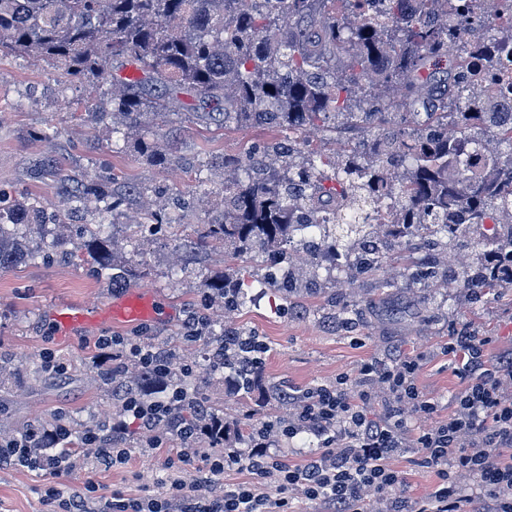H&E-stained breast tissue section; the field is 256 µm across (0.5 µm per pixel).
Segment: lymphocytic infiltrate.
<instances>
[{
    "label": "lymphocytic infiltrate",
    "instance_id": "1",
    "mask_svg": "<svg viewBox=\"0 0 512 512\" xmlns=\"http://www.w3.org/2000/svg\"><path fill=\"white\" fill-rule=\"evenodd\" d=\"M485 343L468 328L450 336L448 352L459 357L466 379L456 395L447 419L436 420L417 434L428 466L439 481L426 496L411 501L400 495L404 483L392 460L407 446L405 411L435 417L436 402L421 395L415 379L418 365L412 360L393 363L371 361L361 368L364 384L349 389L346 378L335 385L318 386L295 405L288 420L286 437L307 433L318 441V450L302 463L283 464L270 460L268 442L278 426L264 424L261 441L247 455L228 453L223 460L199 469L198 482L185 489L173 481L165 496L119 500L97 495L94 485L73 490L60 498L55 488L45 497L57 503L60 512H284L288 491H301L322 505V512H364V492L375 489L390 495L388 512H512V355L490 359ZM383 398V419L371 417L367 408ZM188 394L174 390L170 403H144L126 399L125 414L148 430L170 424V405L187 400ZM70 437L67 428L51 431L29 429L9 439H0V466L32 468L55 474L71 469L73 456L62 444ZM51 441L56 449L35 454V447ZM242 466L250 474L274 480L272 491H260L250 483H230L222 494L210 492L212 476L225 467ZM471 478L480 486L479 495L467 493L462 484Z\"/></svg>",
    "mask_w": 512,
    "mask_h": 512
}]
</instances>
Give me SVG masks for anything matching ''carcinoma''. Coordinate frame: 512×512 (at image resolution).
Masks as SVG:
<instances>
[{
	"label": "carcinoma",
	"mask_w": 512,
	"mask_h": 512,
	"mask_svg": "<svg viewBox=\"0 0 512 512\" xmlns=\"http://www.w3.org/2000/svg\"><path fill=\"white\" fill-rule=\"evenodd\" d=\"M339 2L366 17L349 24ZM477 27L507 49L508 35L462 0H419L411 16L404 0H0V52L60 60L89 87L115 61L136 66L139 77L112 88V115L121 121L114 133L138 126L147 109L166 112L169 96L183 91L226 129L311 127L330 137L333 156L292 137L224 156V209L191 240L224 246L229 262L259 258L278 267L258 284L286 302L302 286L317 289L321 257L334 267L345 252L350 281L377 276L396 246L436 252L459 241L451 228L459 212L469 224L512 217V130L493 128L465 63L448 58V43ZM30 176L59 178L67 199L101 214L123 202L114 178H73L49 156L35 160ZM324 196L347 201L353 214H323ZM388 207L398 214L378 223ZM57 217L26 198L0 204V269L34 256L20 228L44 229ZM85 232L95 249L108 239L102 221ZM466 246L475 259L458 269L460 287H509L501 267L512 269V232ZM96 257L112 270V287L125 286L128 267ZM447 277L435 259L418 266L408 258L379 280V291L405 282L430 288ZM203 285L231 313L247 307L253 280L238 269L232 278L206 276ZM205 329L222 338L215 364L250 388L261 376L258 338L208 322ZM164 370L173 375L166 356L138 367L126 388L155 400ZM175 416L194 428L215 413L198 403Z\"/></svg>",
	"instance_id": "obj_1"
}]
</instances>
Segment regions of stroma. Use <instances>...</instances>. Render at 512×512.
Wrapping results in <instances>:
<instances>
[{
	"label": "stroma",
	"mask_w": 512,
	"mask_h": 512,
	"mask_svg": "<svg viewBox=\"0 0 512 512\" xmlns=\"http://www.w3.org/2000/svg\"><path fill=\"white\" fill-rule=\"evenodd\" d=\"M111 79L90 88L70 79L64 62L34 54L0 53V188L11 196L29 197L51 209L61 206L62 188L52 178L35 182L29 166L35 157L50 153L76 178L115 177L125 196L110 216V231L118 242V258L135 273L128 289L153 293L164 305L157 319L143 323H103L88 334L67 338L58 334L48 314L57 303L106 310L118 290L90 261L62 258L20 262L0 269V437L8 438L33 426L64 423L72 434L108 427L122 417L123 398L113 392L105 369L132 371L120 339H136L173 359L190 365L189 395L196 397L231 423L260 426L283 418L287 405L279 392H301L335 383L346 376L358 385L360 368L369 359L390 360L393 355L417 358L418 386L439 402L440 417H447L455 394L463 387L461 364L449 356L446 345L454 330L465 327L492 340L493 350L512 348V287L496 296L479 295L458 286L403 287L376 299L373 278L356 280L352 287L320 277V290L300 294L286 306L270 288H256L249 308L234 315L231 327L259 336L268 346L258 387L237 391L223 373L212 370L208 337L185 340L189 315L206 320L223 318L220 302L204 301L203 276L224 271V250H196L186 246L183 226L175 225L155 236L132 243L136 221L145 219L147 203L166 205L179 196L189 201L193 223L206 212H219L223 199L211 195L210 183L197 182L192 163L214 159L210 182H223L218 157L240 153L287 132L262 128L225 130L197 116L195 96L182 94L166 116L149 117L153 143L169 158L159 165L140 149L142 131L131 132L120 144L112 142ZM182 270L172 275V261ZM346 297L355 315L351 328L338 326L336 298ZM117 338V345L101 351L99 339ZM64 362L67 373L55 375L44 364L45 354ZM154 432L129 427L121 443L122 464L101 468L94 455L77 449L76 468L55 476L39 471L0 468V512H52L45 490L61 492L95 483L101 494L124 498L164 494L167 476L193 485L202 461L220 460L224 450L205 445L188 448L176 436L154 447ZM178 468L168 471L169 459ZM406 477L404 491L416 498L429 492L436 475L422 462L421 449L410 447L393 462Z\"/></svg>",
	"instance_id": "stroma-1"
}]
</instances>
